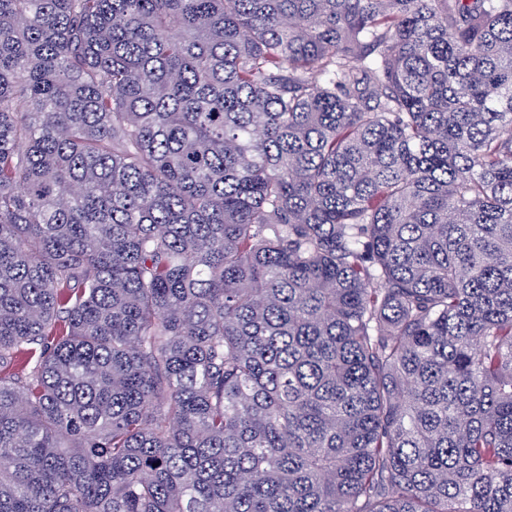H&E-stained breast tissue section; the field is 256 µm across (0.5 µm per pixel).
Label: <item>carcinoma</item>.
Wrapping results in <instances>:
<instances>
[{
    "label": "carcinoma",
    "mask_w": 512,
    "mask_h": 512,
    "mask_svg": "<svg viewBox=\"0 0 512 512\" xmlns=\"http://www.w3.org/2000/svg\"><path fill=\"white\" fill-rule=\"evenodd\" d=\"M0 512H512V0H0Z\"/></svg>",
    "instance_id": "cac0c4a2"
}]
</instances>
